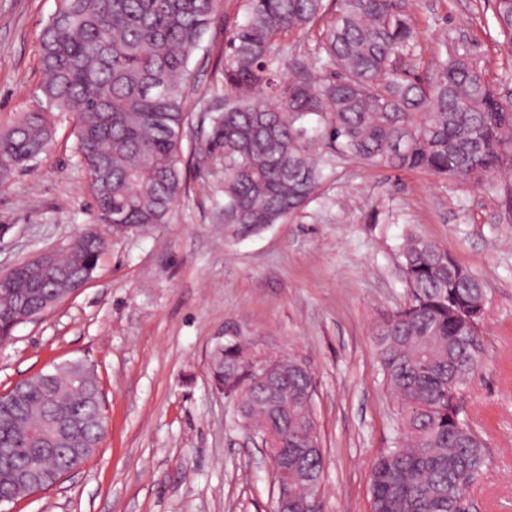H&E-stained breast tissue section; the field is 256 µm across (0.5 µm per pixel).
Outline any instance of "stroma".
<instances>
[{"label":"stroma","mask_w":512,"mask_h":512,"mask_svg":"<svg viewBox=\"0 0 512 512\" xmlns=\"http://www.w3.org/2000/svg\"><path fill=\"white\" fill-rule=\"evenodd\" d=\"M57 4L0 0V129L36 105L39 35ZM494 9V0H414L422 69L445 34L467 32L489 82L512 100V51ZM247 19L246 0H224L223 21L191 56L201 91L188 100L187 188L164 223L106 231L90 280L0 344V391L82 361L101 380L107 419L92 458L6 512H274L272 465L211 377V354L233 333L310 367L321 510L370 512V470L398 436L375 333L409 301L399 252L410 233L446 246L485 288L480 362L459 396L487 458L469 512H512V174L491 185L446 181L333 156L303 211L225 238L215 213L224 162L200 160L196 119L212 104L203 89L223 82L229 36ZM75 141V114H58L48 151L0 186V269L65 252L95 224Z\"/></svg>","instance_id":"obj_1"}]
</instances>
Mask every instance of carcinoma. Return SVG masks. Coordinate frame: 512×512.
<instances>
[{
    "instance_id": "obj_1",
    "label": "carcinoma",
    "mask_w": 512,
    "mask_h": 512,
    "mask_svg": "<svg viewBox=\"0 0 512 512\" xmlns=\"http://www.w3.org/2000/svg\"><path fill=\"white\" fill-rule=\"evenodd\" d=\"M224 0H59L39 38L42 97L0 131V183L47 150L53 117L76 114V153L85 166L101 224L115 229L160 224L185 193L182 140L189 95L198 91L189 59L221 18ZM224 61V97L206 116L204 157L224 158V231L257 234L302 210L315 196L327 149L395 170L421 169L448 180L486 182L512 172V102L489 84L472 43L447 37L444 58L418 73L413 0H247ZM495 25L512 44V0H495ZM315 41L326 76L303 67L286 81L279 66L286 39ZM106 247L81 236L58 256L69 272L25 299L0 286V343L14 319L38 316L91 275ZM408 305L376 333L386 391L396 405L398 438L369 474L372 512H454L482 471V437L457 402L478 366L485 290L448 250L410 234L400 250ZM249 343L229 337L216 346V384L238 402L249 428L270 434L275 463L288 457L294 508L323 479L314 414L313 374L283 357L273 383H251ZM0 399V449L40 448L47 402L64 419L79 418L94 441L104 420L98 380L84 386L67 367L53 377L16 383ZM87 457L71 451L32 456L31 465L58 478ZM33 489L0 480V495Z\"/></svg>"
}]
</instances>
